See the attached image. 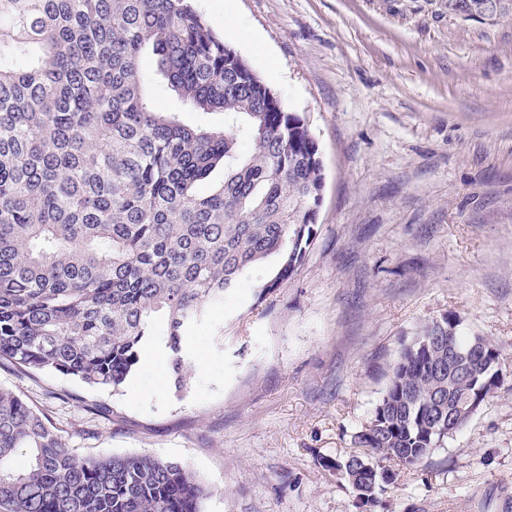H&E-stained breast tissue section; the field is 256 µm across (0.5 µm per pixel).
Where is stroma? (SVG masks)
<instances>
[{
  "label": "stroma",
  "mask_w": 512,
  "mask_h": 512,
  "mask_svg": "<svg viewBox=\"0 0 512 512\" xmlns=\"http://www.w3.org/2000/svg\"><path fill=\"white\" fill-rule=\"evenodd\" d=\"M197 5L319 144L305 261L262 302L251 269L190 331L183 397L165 362L118 394L5 368L0 385L78 455L184 463L211 489L204 512H512V17L462 21L448 0ZM141 67L156 110L221 125L165 88L152 52ZM446 316L500 347L501 385L362 509L324 462L358 453L400 348Z\"/></svg>",
  "instance_id": "1"
}]
</instances>
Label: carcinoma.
Listing matches in <instances>:
<instances>
[{"instance_id":"cac0c4a2","label":"carcinoma","mask_w":512,"mask_h":512,"mask_svg":"<svg viewBox=\"0 0 512 512\" xmlns=\"http://www.w3.org/2000/svg\"><path fill=\"white\" fill-rule=\"evenodd\" d=\"M494 23L512 0H448V16ZM147 48L168 89L224 127L153 109ZM251 149L243 155L238 139ZM224 181L201 195L217 167ZM305 119L225 43L192 0H0V367L122 391L158 318L175 393L184 339L248 270L256 301L282 287L315 236L324 188ZM469 371L459 373L460 355ZM500 349L454 320L399 351L355 441L332 463L375 501L383 461L421 465L500 387ZM25 451L28 465L11 461ZM209 488L148 454L80 457L51 421L0 386V512H201Z\"/></svg>"}]
</instances>
